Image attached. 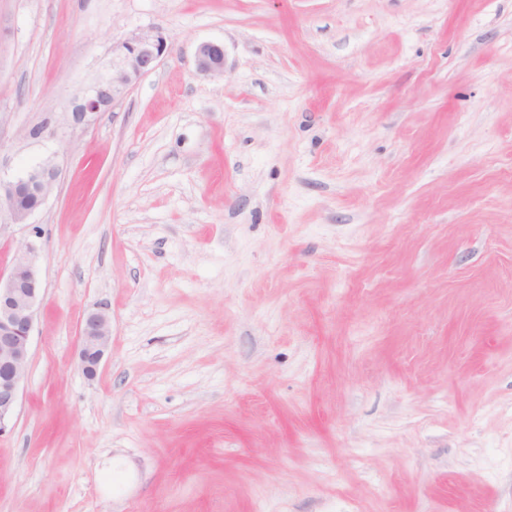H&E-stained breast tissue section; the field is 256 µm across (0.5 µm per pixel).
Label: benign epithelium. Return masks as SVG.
Wrapping results in <instances>:
<instances>
[{"instance_id": "7a95c632", "label": "benign epithelium", "mask_w": 512, "mask_h": 512, "mask_svg": "<svg viewBox=\"0 0 512 512\" xmlns=\"http://www.w3.org/2000/svg\"><path fill=\"white\" fill-rule=\"evenodd\" d=\"M171 54L159 31L136 33L112 47L109 69L98 76L83 96L74 102L67 121L85 126L119 102L130 86L155 71ZM196 69L207 76L224 74V47L202 42L195 50ZM59 167L47 159L24 175L0 178V212L10 223L26 224L46 203L59 177ZM41 303L40 268L31 244L19 248L8 274L0 273V434L14 416L20 400L21 382L29 362L30 338ZM112 336V317L103 308L89 312L78 333V360L86 378L97 374Z\"/></svg>"}]
</instances>
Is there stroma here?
Instances as JSON below:
<instances>
[{
	"label": "stroma",
	"instance_id": "1",
	"mask_svg": "<svg viewBox=\"0 0 512 512\" xmlns=\"http://www.w3.org/2000/svg\"><path fill=\"white\" fill-rule=\"evenodd\" d=\"M48 158L0 512H512V0H0V176ZM170 54L171 47L166 37L152 30L131 35L113 46L109 69L74 102L67 117L69 125H88L100 112L113 108L130 86L155 71ZM196 69L207 76L223 75L224 47L217 42L200 43L195 50ZM112 336V317L104 308L89 312L78 333V360L86 378H94Z\"/></svg>",
	"mask_w": 512,
	"mask_h": 512
}]
</instances>
